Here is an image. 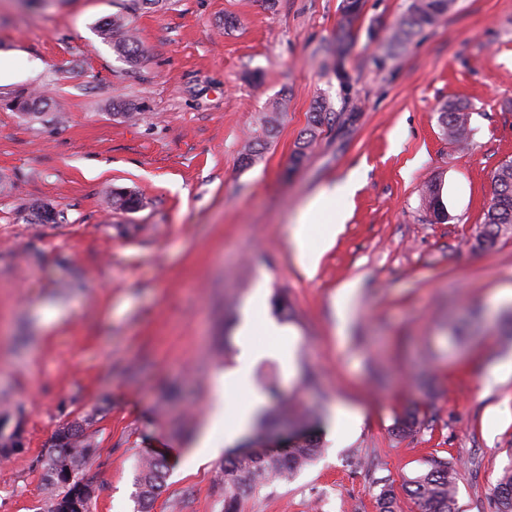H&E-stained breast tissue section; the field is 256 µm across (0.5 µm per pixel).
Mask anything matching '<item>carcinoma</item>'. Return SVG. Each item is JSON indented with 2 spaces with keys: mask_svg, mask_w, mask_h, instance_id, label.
Instances as JSON below:
<instances>
[{
  "mask_svg": "<svg viewBox=\"0 0 512 512\" xmlns=\"http://www.w3.org/2000/svg\"><path fill=\"white\" fill-rule=\"evenodd\" d=\"M455 0H410L406 13L393 28L387 49L394 50L405 45L416 33L437 24L454 5ZM361 0H344L336 40L327 49L334 60L336 78L348 87V73L345 58L353 40L354 24L361 12ZM129 27L122 16H114L98 27V35L105 42L113 43L115 51L127 61L134 63L144 57L146 50L133 34L116 43L112 33L119 28ZM47 98L31 94L18 95L11 106L31 118H38L44 112ZM326 109L318 103L309 116L308 128L298 142L292 156V164H302L316 132L325 123ZM440 126L444 136L455 140L469 138L470 113L458 103H445L440 109ZM494 191L490 204L484 212L483 227L477 237L479 246L491 248L503 229L512 226V160L502 162L494 176ZM112 206L119 210H134L140 198L133 192L114 188L110 192ZM426 208L435 219L445 217L444 206L435 184L427 187L424 195ZM30 221L33 224H57L66 221L64 212L50 203H43L32 209ZM272 407L257 422L261 429L273 428L282 421L319 422L313 412L300 404L288 410L280 406L275 387H269ZM319 435L304 437L285 450L252 448L235 454L224 462V507L223 512H241L244 498L255 494L275 480L292 477L322 453ZM95 455V448L86 436L85 423L74 420L63 426L54 443L44 454L35 459V467L46 473L47 500L44 512H63L74 497L78 485L88 489V499H93L95 488L85 471ZM425 468L414 472L403 481L406 494L414 501L417 512H456L457 476L459 463L454 457L434 455L424 461ZM167 466L158 458L148 459L141 464L136 478L140 512H148L145 505L152 502L166 482ZM497 512H512V465L504 468L494 488ZM379 512H395V495L389 485H383L377 498Z\"/></svg>",
  "mask_w": 512,
  "mask_h": 512,
  "instance_id": "1",
  "label": "carcinoma"
}]
</instances>
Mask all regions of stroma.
Listing matches in <instances>:
<instances>
[{"label":"stroma","mask_w":512,"mask_h":512,"mask_svg":"<svg viewBox=\"0 0 512 512\" xmlns=\"http://www.w3.org/2000/svg\"><path fill=\"white\" fill-rule=\"evenodd\" d=\"M362 2L344 91L324 52L343 0H0V432L22 439L0 457V512H40L34 461L83 418L91 512H138L134 480L149 458L168 465L151 512H222L224 458L202 459L200 440L245 343L263 352L253 388L265 393L270 376L281 398L299 397L323 451L241 512H377L385 483L397 512H417L402 478L432 454L460 461L456 512H495L512 464V374L496 372L512 363L499 330L512 300L496 297L512 289V229L487 249L477 235L494 172L512 159V0H455L391 58L409 0ZM115 15L145 47L140 61L99 37ZM33 89L50 100L42 118L8 108ZM318 101L329 120L292 167ZM451 101L468 107L469 139L442 134ZM124 105L133 118L117 115ZM348 180L342 227L327 249L313 236L323 255L306 274L292 226ZM433 183L443 221L423 204ZM115 187L140 207L114 209ZM45 202L65 222L30 223ZM260 290L267 303L242 335ZM270 319L288 333L291 366L271 353ZM424 371L430 402L416 387ZM341 404L360 425L331 427ZM411 411L420 432L396 435Z\"/></svg>","instance_id":"stroma-1"}]
</instances>
